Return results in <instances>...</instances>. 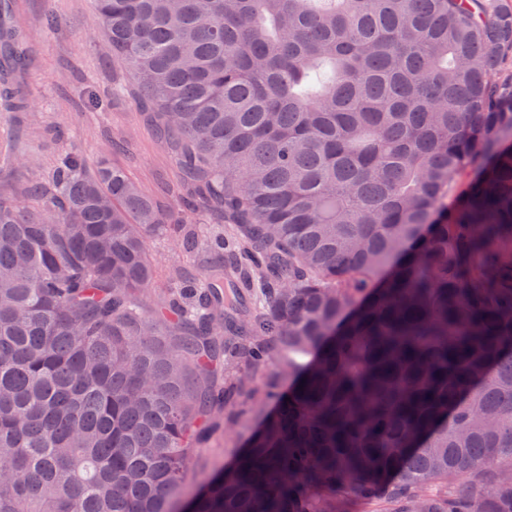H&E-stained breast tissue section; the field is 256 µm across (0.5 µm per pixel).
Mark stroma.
Returning <instances> with one entry per match:
<instances>
[{
	"label": "stroma",
	"mask_w": 512,
	"mask_h": 512,
	"mask_svg": "<svg viewBox=\"0 0 512 512\" xmlns=\"http://www.w3.org/2000/svg\"><path fill=\"white\" fill-rule=\"evenodd\" d=\"M15 23L30 34L34 47L19 87L36 100L33 111L10 120L0 112V142L13 150L35 149L40 165L34 173L0 171V190L24 188L30 179H46L66 152H80L88 166L101 159L112 138L125 140L113 160L145 190L162 194L174 180L176 167L146 116L127 99L115 96L117 86L129 83L130 71L115 60L104 37L92 0H6ZM58 20L51 41L41 38L46 15ZM155 281L144 303L160 318H170L165 300L180 268L205 269L211 256L205 250L184 252L174 238L158 236L150 243ZM274 402L253 410L234 424L232 432H216L206 447L190 455L187 490L203 488L220 470L235 462L250 436L259 428Z\"/></svg>",
	"instance_id": "35a3bbf8"
}]
</instances>
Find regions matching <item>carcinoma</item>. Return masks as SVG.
I'll return each instance as SVG.
<instances>
[{"instance_id": "cac0c4a2", "label": "carcinoma", "mask_w": 512, "mask_h": 512, "mask_svg": "<svg viewBox=\"0 0 512 512\" xmlns=\"http://www.w3.org/2000/svg\"><path fill=\"white\" fill-rule=\"evenodd\" d=\"M94 6L179 205L75 151L0 196V512H173L270 363L192 512H512V5ZM30 53L0 15L10 112ZM200 210L225 255L158 320L149 239ZM275 403L267 401L260 410H253L234 423L233 431L224 434V412L216 417L220 428L212 436L206 448H198L190 455L187 490L176 502L205 486L220 470L235 462L247 447L250 436L259 428L265 414L274 410Z\"/></svg>"}]
</instances>
